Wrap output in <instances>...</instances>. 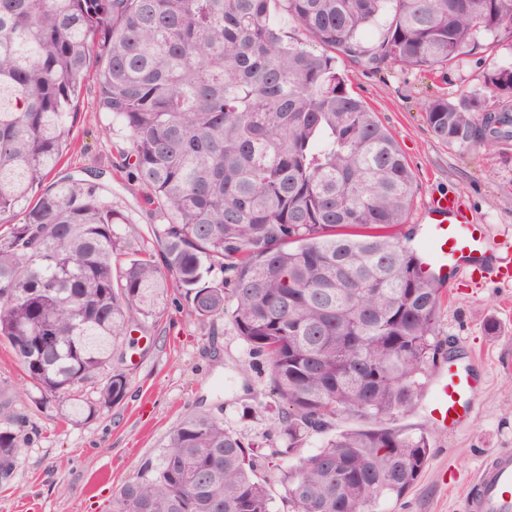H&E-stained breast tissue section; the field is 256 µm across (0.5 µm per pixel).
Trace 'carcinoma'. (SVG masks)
I'll use <instances>...</instances> for the list:
<instances>
[{
  "label": "carcinoma",
  "instance_id": "cac0c4a2",
  "mask_svg": "<svg viewBox=\"0 0 512 512\" xmlns=\"http://www.w3.org/2000/svg\"><path fill=\"white\" fill-rule=\"evenodd\" d=\"M501 36L512 0H0V341L40 403L72 423L120 403L121 336L180 288L198 321L229 316L265 359L281 410L285 445L268 453L187 414L114 512H272L259 471L313 435L319 450L284 473L292 512H376L416 483L430 440L395 422L448 358L440 289L400 232L415 176L336 56L432 71ZM89 76L95 110L125 131L131 179L169 217L160 264L117 232L126 218L98 183H46ZM485 82L493 107L477 93L424 102L435 138L512 139V66ZM26 435L1 388V484Z\"/></svg>",
  "mask_w": 512,
  "mask_h": 512
}]
</instances>
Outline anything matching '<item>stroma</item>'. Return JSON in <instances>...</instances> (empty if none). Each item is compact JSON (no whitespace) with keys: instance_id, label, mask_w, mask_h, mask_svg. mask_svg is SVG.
Masks as SVG:
<instances>
[{"instance_id":"35a3bbf8","label":"stroma","mask_w":512,"mask_h":512,"mask_svg":"<svg viewBox=\"0 0 512 512\" xmlns=\"http://www.w3.org/2000/svg\"><path fill=\"white\" fill-rule=\"evenodd\" d=\"M495 64H512V41L483 40L458 66L436 72L388 64L372 73L346 59L337 61L352 92L377 113L415 175L407 228L418 229L426 204L451 192L485 225L486 247L498 256L504 245L512 246V140L490 148L445 145L429 132L422 108L428 98L456 101L469 92L495 104L485 85ZM94 97L93 83L85 82L75 151L58 173L81 178L98 173L113 208L127 219L121 232L137 229L134 247H151V230L165 223V215L147 204V189L122 167L117 151L122 133L105 132ZM441 293L439 337L452 341L455 365L473 371L480 391L461 427L435 424L424 398L400 418L401 427L428 433L431 460L411 489L381 500L378 512H465L485 458L498 449L512 450V282L494 272L474 279L452 274ZM123 350L115 366L130 381L126 398L73 425L38 404V390L12 351L0 346V383L11 389L30 433L11 480L0 485V512H112L123 484L194 411L209 413L244 441L270 448L266 435L277 418L274 398L261 361L252 357L229 318L200 323L179 299L163 318L133 327Z\"/></svg>"}]
</instances>
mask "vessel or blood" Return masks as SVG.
Returning <instances> with one entry per match:
<instances>
[{
    "instance_id": "vessel-or-blood-1",
    "label": "vessel or blood",
    "mask_w": 512,
    "mask_h": 512,
    "mask_svg": "<svg viewBox=\"0 0 512 512\" xmlns=\"http://www.w3.org/2000/svg\"><path fill=\"white\" fill-rule=\"evenodd\" d=\"M483 225L475 223L453 195L433 199L424 211L421 236L429 243L421 251V269L437 284L449 271L471 274L481 269ZM430 390L427 409L437 424L454 428L465 421L479 390L477 378L469 371L453 366L440 368ZM467 512H512V450L490 454L479 472L477 494L467 501Z\"/></svg>"
}]
</instances>
